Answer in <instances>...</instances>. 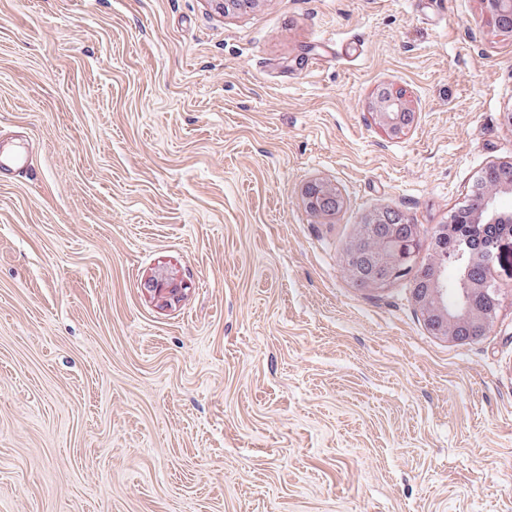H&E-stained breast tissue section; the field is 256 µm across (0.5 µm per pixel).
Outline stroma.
Segmentation results:
<instances>
[{
  "mask_svg": "<svg viewBox=\"0 0 512 512\" xmlns=\"http://www.w3.org/2000/svg\"><path fill=\"white\" fill-rule=\"evenodd\" d=\"M509 112L479 0H0V512H512V301L454 342L345 272L382 209L427 262ZM372 114L390 134H404L415 122V112L401 92L387 87L376 91L370 102ZM333 195H334L333 189L325 184L315 183V184L309 185L305 191V198H306L307 207H308L309 211L312 214H314L315 216H320V217L335 215L337 213L336 208L334 209L332 207H322V204L324 203L325 198L328 196H333ZM318 198L320 200H323L321 203V206L316 204V201L318 200ZM310 206L313 209H310L309 208ZM147 288L156 303L168 307L181 297L186 284L172 274L159 273L147 280Z\"/></svg>",
  "mask_w": 512,
  "mask_h": 512,
  "instance_id": "obj_1",
  "label": "stroma"
}]
</instances>
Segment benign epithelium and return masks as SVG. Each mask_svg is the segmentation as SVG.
<instances>
[{
  "mask_svg": "<svg viewBox=\"0 0 512 512\" xmlns=\"http://www.w3.org/2000/svg\"><path fill=\"white\" fill-rule=\"evenodd\" d=\"M485 21L497 26V19L503 14L512 15V0H480ZM372 114L390 134L405 133L415 122V112L401 92L383 87L376 91L370 102ZM502 183L487 182L468 209L477 221L487 224H509L512 215L500 206L499 190ZM334 195L331 187L315 183L305 191L307 206L311 213L324 217L332 216L337 210L322 207L316 201ZM404 222L402 215L389 210L372 214L369 223L363 225L365 234L370 236V250L362 264L346 262L345 270L355 280L368 279L375 288H382L398 280L413 268L419 252L415 236L405 237L400 231ZM455 233V225L443 224L436 232L430 262L420 266L421 283L414 288L416 303L424 311L426 323L433 334L453 340H475L477 336L468 333L470 324L486 326L491 321L490 313L501 301V289L483 278L473 266V259L483 257L490 262L500 255V244H485L475 239L468 245V251L459 252L455 260L464 269L459 281V296L453 305H448V251L445 240ZM150 297L161 306L168 307L177 301L186 284L172 274L159 273L147 280Z\"/></svg>",
  "mask_w": 512,
  "mask_h": 512,
  "instance_id": "1",
  "label": "benign epithelium"
}]
</instances>
